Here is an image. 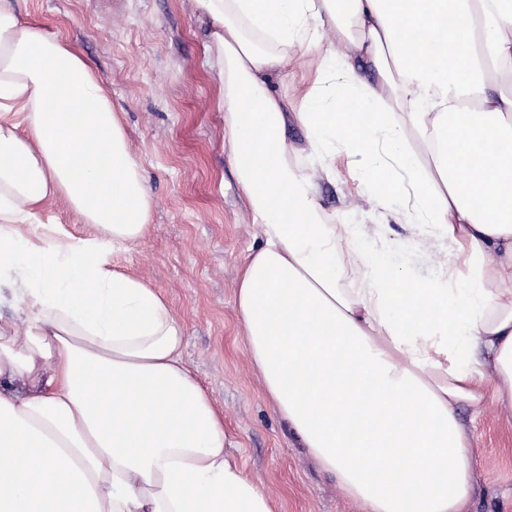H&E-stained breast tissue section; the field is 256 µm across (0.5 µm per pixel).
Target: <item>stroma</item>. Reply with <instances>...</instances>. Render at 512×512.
I'll use <instances>...</instances> for the list:
<instances>
[{
	"instance_id": "obj_1",
	"label": "stroma",
	"mask_w": 512,
	"mask_h": 512,
	"mask_svg": "<svg viewBox=\"0 0 512 512\" xmlns=\"http://www.w3.org/2000/svg\"><path fill=\"white\" fill-rule=\"evenodd\" d=\"M21 18L66 38L108 90L153 198L152 230L111 255L114 270L148 280L185 336L183 360L224 415L227 451L272 498L275 512H361L290 434L249 367L235 298L259 237L224 146L220 89L204 44L209 26L193 0H19ZM272 90L301 103L320 64L295 46ZM360 162L337 154L319 177V202L337 224L396 245L423 244L411 270L423 282L444 247L396 208L370 202ZM473 437L475 492L467 512H512V415L493 402L460 410Z\"/></svg>"
}]
</instances>
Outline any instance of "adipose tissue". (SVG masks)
<instances>
[{
	"label": "adipose tissue",
	"mask_w": 512,
	"mask_h": 512,
	"mask_svg": "<svg viewBox=\"0 0 512 512\" xmlns=\"http://www.w3.org/2000/svg\"><path fill=\"white\" fill-rule=\"evenodd\" d=\"M193 2L261 227L236 292L250 367L362 512H464L459 408L512 411V90L486 87L512 73V0ZM296 45L320 58L297 108L268 84ZM14 110L22 124L0 121V277L18 318L0 320V380L27 388H0V512H273L224 452L168 301L110 265L152 229L119 112L66 40L0 0V112ZM293 123L324 176L337 153L360 158L369 197L454 242L462 272L443 261L413 281L411 252L329 224L290 158ZM55 202L87 236L41 224Z\"/></svg>",
	"instance_id": "obj_1"
}]
</instances>
